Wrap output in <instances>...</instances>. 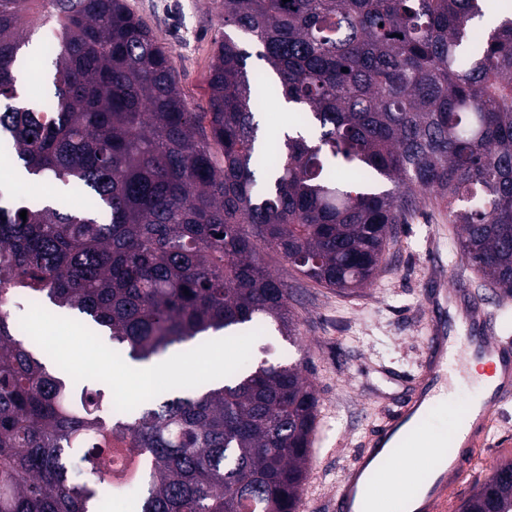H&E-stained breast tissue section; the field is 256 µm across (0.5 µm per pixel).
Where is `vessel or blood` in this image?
I'll list each match as a JSON object with an SVG mask.
<instances>
[{
	"label": "vessel or blood",
	"mask_w": 512,
	"mask_h": 512,
	"mask_svg": "<svg viewBox=\"0 0 512 512\" xmlns=\"http://www.w3.org/2000/svg\"><path fill=\"white\" fill-rule=\"evenodd\" d=\"M443 297L454 313L450 320L435 318L427 325L413 393L372 426L364 448L342 470L333 512H391L396 506L402 512H444L488 444L493 412L512 402V339L496 332L494 309L464 288L445 290ZM456 351L486 362L499 381L481 402L462 405L457 426L443 440L429 422ZM410 470L419 471L420 480L400 488V474Z\"/></svg>",
	"instance_id": "1"
}]
</instances>
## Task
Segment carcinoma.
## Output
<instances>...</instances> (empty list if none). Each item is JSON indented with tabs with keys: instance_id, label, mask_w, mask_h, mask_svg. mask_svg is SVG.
Instances as JSON below:
<instances>
[{
	"instance_id": "cac0c4a2",
	"label": "carcinoma",
	"mask_w": 512,
	"mask_h": 512,
	"mask_svg": "<svg viewBox=\"0 0 512 512\" xmlns=\"http://www.w3.org/2000/svg\"><path fill=\"white\" fill-rule=\"evenodd\" d=\"M483 4L219 0L205 123L126 0H0V100L18 99L36 23L56 34L35 45L54 116L9 105L0 131L24 176L89 200L0 209V512H94L116 495L136 512H298L319 414L298 364L254 360L118 411L16 325L18 284L135 362L210 333L290 339V288L263 253L356 293L429 195L459 258L512 296V11L476 43ZM273 98L298 123L270 141ZM341 166L357 178L338 182ZM114 440L139 460L130 485L103 466ZM461 512H512V462Z\"/></svg>"
}]
</instances>
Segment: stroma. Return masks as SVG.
<instances>
[{
    "label": "stroma",
    "instance_id": "stroma-1",
    "mask_svg": "<svg viewBox=\"0 0 512 512\" xmlns=\"http://www.w3.org/2000/svg\"><path fill=\"white\" fill-rule=\"evenodd\" d=\"M127 2L167 47L191 111H208L207 76L220 35L214 0ZM15 169L14 162H0L5 173L0 195L23 191L32 200L60 196L69 209H82L83 199L61 184L21 180ZM453 239L447 208L424 201L408 223L398 225L372 284L352 295L337 294L291 271L275 255L266 256L270 271L291 286L298 338L291 343L279 335L268 337L265 346H253L252 356L303 363L320 403L300 512H330L336 480L368 427L399 400L404 382L418 372L428 318L421 290L433 271H440L447 285L465 279L494 296V289L482 285L477 273L454 255ZM506 461H512V404L506 413L496 414L488 446L446 512H457L493 468Z\"/></svg>",
    "mask_w": 512,
    "mask_h": 512
}]
</instances>
